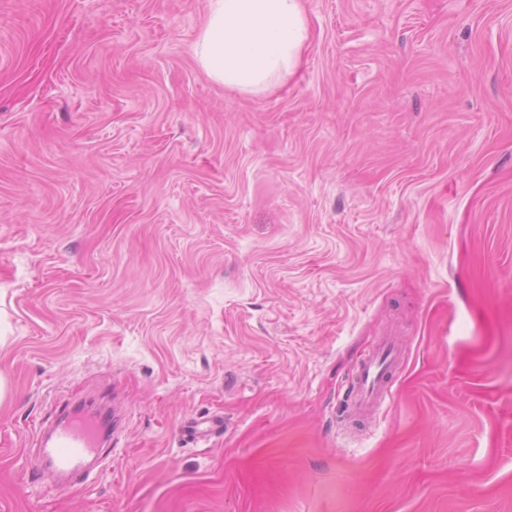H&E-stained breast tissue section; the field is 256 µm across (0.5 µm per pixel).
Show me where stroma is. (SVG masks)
Segmentation results:
<instances>
[{
  "mask_svg": "<svg viewBox=\"0 0 512 512\" xmlns=\"http://www.w3.org/2000/svg\"><path fill=\"white\" fill-rule=\"evenodd\" d=\"M207 5L0 0V512H512V0H304L258 96ZM88 399L110 456L41 485ZM398 361L399 350L392 341L379 343L360 363L345 411L363 417L385 401L391 391L389 379Z\"/></svg>",
  "mask_w": 512,
  "mask_h": 512,
  "instance_id": "35a3bbf8",
  "label": "stroma"
}]
</instances>
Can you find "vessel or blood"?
<instances>
[{
  "instance_id": "1",
  "label": "vessel or blood",
  "mask_w": 512,
  "mask_h": 512,
  "mask_svg": "<svg viewBox=\"0 0 512 512\" xmlns=\"http://www.w3.org/2000/svg\"><path fill=\"white\" fill-rule=\"evenodd\" d=\"M399 361V350L389 340L379 343L360 363L356 380L346 404L353 416L362 417L378 407L390 393L389 379ZM112 420L102 416L86 417L78 411L58 419L42 443L39 478L53 477L58 489L69 488V478L82 473L97 460L108 436Z\"/></svg>"
}]
</instances>
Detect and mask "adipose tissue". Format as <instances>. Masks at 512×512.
I'll return each mask as SVG.
<instances>
[{
    "label": "adipose tissue",
    "mask_w": 512,
    "mask_h": 512,
    "mask_svg": "<svg viewBox=\"0 0 512 512\" xmlns=\"http://www.w3.org/2000/svg\"><path fill=\"white\" fill-rule=\"evenodd\" d=\"M308 40L302 0H209L194 53L214 81L261 94L294 73Z\"/></svg>",
    "instance_id": "1"
}]
</instances>
